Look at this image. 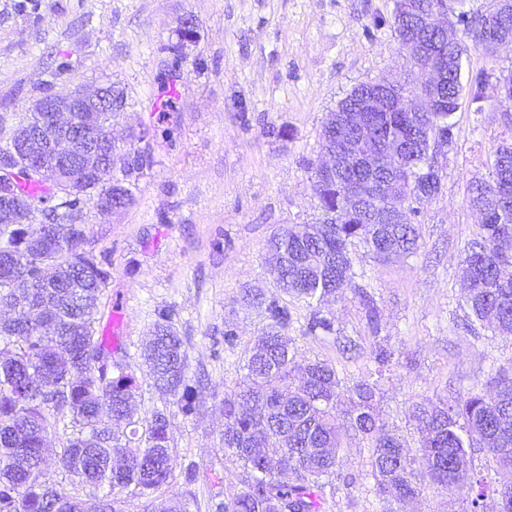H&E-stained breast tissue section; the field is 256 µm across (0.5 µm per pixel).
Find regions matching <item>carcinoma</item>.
Instances as JSON below:
<instances>
[{"mask_svg": "<svg viewBox=\"0 0 512 512\" xmlns=\"http://www.w3.org/2000/svg\"><path fill=\"white\" fill-rule=\"evenodd\" d=\"M448 11V24L463 26L466 39L436 57L416 56L412 34L437 42L438 33L419 24L431 10ZM505 15L501 25L512 35V0H488L484 11L455 12L450 0H416V12H394V26L403 49L415 66L444 71L446 81L429 91L435 105L426 103L417 86L392 84L388 79L354 87L328 113L320 134V149H332L362 136L390 147L401 144L389 177L406 188L413 215L428 203L417 180L422 164L434 162L453 140L450 118L464 90L463 58L470 47L493 53L483 43L487 21ZM512 98V73L495 80L475 76L473 99L485 90ZM362 127L347 124L346 116L363 110ZM144 166L126 162L102 179L59 183L46 190L58 204L43 213L45 223L11 224L0 214V300L14 306L9 319L0 318V512H124L118 493L145 500L144 512H191L194 495L161 498L175 476L169 446V411L154 408L140 416L135 403L136 377L127 369L112 370L106 355L122 351L96 327L101 299L112 280L110 264L85 248L88 225L64 224L61 237L49 224L69 215L84 198L112 199L121 210L136 201L137 181ZM500 171L492 161L488 176L471 181L469 203L477 207L479 191L495 192ZM368 175L344 169L323 183L316 209L338 216L333 224H292L279 229L268 242L279 262L272 269L277 292H246L242 301L265 315V329L246 349L234 386L224 391L225 457L244 468L247 488L224 500L211 501V512H321L326 497L336 492L333 478L340 467L347 432L371 443L369 476L375 495L401 503L421 492L423 482L446 487L469 484L471 498L463 512H485L490 485L473 469L470 450H486L502 470L512 472V364L494 369L496 394L472 392L450 403L423 398L411 404L408 417L419 433L420 467L407 452L404 438L380 423L376 407L378 377L391 360L376 350L375 374L338 391L340 377L326 360L296 362L284 336L291 314V297L311 308L305 333L316 337L333 332V322L318 309L326 298L351 287L356 277L352 248L363 247L378 260L407 257L421 246L418 224H381L370 236L368 208L384 207L385 197H370L366 209H344L346 190ZM46 261L54 278L42 280L36 264ZM464 261L473 270L475 295L466 298L472 317L501 335H512V195L498 214L480 224V233L467 248ZM152 387L176 399L185 417L199 407L198 392L189 375L188 353L174 326L172 312L161 309L153 336L142 354ZM62 433L65 442L59 465L70 484L88 489L85 498L68 491L44 472L47 437Z\"/></svg>", "mask_w": 512, "mask_h": 512, "instance_id": "obj_1", "label": "carcinoma"}]
</instances>
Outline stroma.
I'll list each match as a JSON object with an SVG mask.
<instances>
[{
	"label": "stroma",
	"instance_id": "1",
	"mask_svg": "<svg viewBox=\"0 0 512 512\" xmlns=\"http://www.w3.org/2000/svg\"><path fill=\"white\" fill-rule=\"evenodd\" d=\"M394 0H0V129L19 125L46 93L114 83L129 105L114 118L115 137L150 127L151 159L137 202L102 212L88 200L87 248L112 266L103 315L123 303L127 333L121 362L140 387L141 416L164 398L150 390L141 349L156 313L174 323L199 376V407L169 413L177 466L193 465L196 482L175 479L167 496L193 493L192 512L211 498L243 489L241 467L224 455L221 401L240 377L238 360L267 321L239 301L243 291L274 293L267 243L277 228L318 216L308 165L320 155L325 118L362 83L382 77L414 85L421 76L393 25ZM195 33L182 39L185 18ZM451 121L453 142L437 160L442 190L417 218L416 255L377 262L352 252L355 285L322 303L331 334L307 336L310 310L289 300L286 330L298 362L324 359L344 386L376 369L374 353L392 359L379 380L381 422L418 451L406 413L412 401L493 394L491 370L512 363V336L473 323L463 300V259L481 222L468 199L495 148L512 140V103L486 91H463ZM378 307L370 324L362 295ZM238 336L224 345L225 330ZM365 440L349 439L336 494L323 512H463L468 485H425L406 503L376 498ZM354 485H345L346 477Z\"/></svg>",
	"mask_w": 512,
	"mask_h": 512
}]
</instances>
